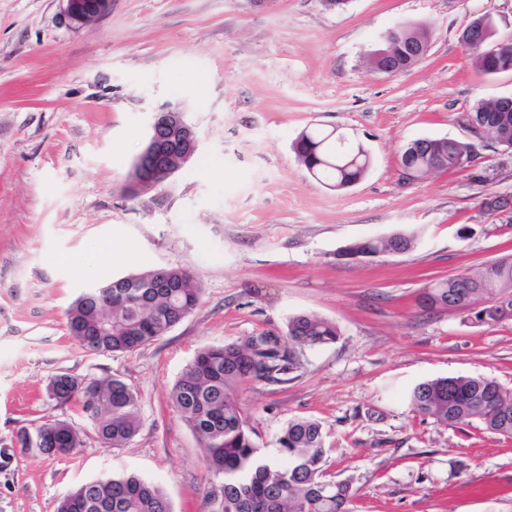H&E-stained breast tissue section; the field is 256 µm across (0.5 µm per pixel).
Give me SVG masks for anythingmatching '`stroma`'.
<instances>
[{
	"label": "stroma",
	"instance_id": "35a3bbf8",
	"mask_svg": "<svg viewBox=\"0 0 512 512\" xmlns=\"http://www.w3.org/2000/svg\"><path fill=\"white\" fill-rule=\"evenodd\" d=\"M491 15L512 38V0H112L70 25L60 0H0V512H56L82 483L135 473L173 512H210L222 477L169 402L199 350L289 316L336 323V343L305 350L287 381H247L237 398L263 453L289 419L321 422L349 512H512V438L412 412L408 389L458 375L512 387V321L427 313L433 280L512 253V152L406 182L401 150L468 138L474 102L512 96V73L477 75L459 43ZM431 31L424 58L396 74L366 54L398 23ZM183 109L198 132L189 163L132 197L129 173L150 122ZM363 144L372 166L336 190L311 177L293 143L306 127ZM416 230L400 255L350 259L352 242ZM183 267L204 288L169 333L127 353L82 347L66 313L89 285ZM112 375L135 387L142 427L127 445L87 441L66 456L21 455L19 429L47 418L87 426L47 399L56 374Z\"/></svg>",
	"mask_w": 512,
	"mask_h": 512
}]
</instances>
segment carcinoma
I'll use <instances>...</instances> for the list:
<instances>
[{
    "label": "carcinoma",
    "mask_w": 512,
    "mask_h": 512,
    "mask_svg": "<svg viewBox=\"0 0 512 512\" xmlns=\"http://www.w3.org/2000/svg\"><path fill=\"white\" fill-rule=\"evenodd\" d=\"M480 76H492V63H512V39L497 37L496 22L470 50ZM474 138L512 151V99L482 98L465 115ZM338 135L307 127L293 149L313 177L340 190L360 181L372 165L362 145L339 149ZM477 157L476 144L452 138H424L402 151L405 165L417 170L415 179L453 170ZM420 244L419 233L401 231L349 244V258L410 252ZM112 285V300L82 293L67 313V329L83 347L95 352L124 353L159 339L199 305L203 285L182 267L143 271L104 281ZM456 309L481 324L512 320V255L462 274L434 281L418 297L426 312ZM336 323L309 313L288 317L285 337L261 333L240 342L200 350L170 391L176 412L202 448L208 471L224 483L210 496L213 512H348L352 488L328 478L327 449L322 425L312 418H293L277 444L281 460L263 457L236 396L247 380L281 382L300 367V354L336 342ZM412 411L446 425L480 423L484 429L512 437V389L484 376L459 375L420 382L408 392ZM58 404L74 403L90 420L91 430L66 419L36 423L30 431L42 447L23 448L33 456L66 455L95 436L103 445L121 448L138 433L142 417L138 392L113 376L78 378L66 375L58 389ZM57 512H172L162 488L135 474L84 483L63 496Z\"/></svg>",
    "instance_id": "obj_1"
}]
</instances>
